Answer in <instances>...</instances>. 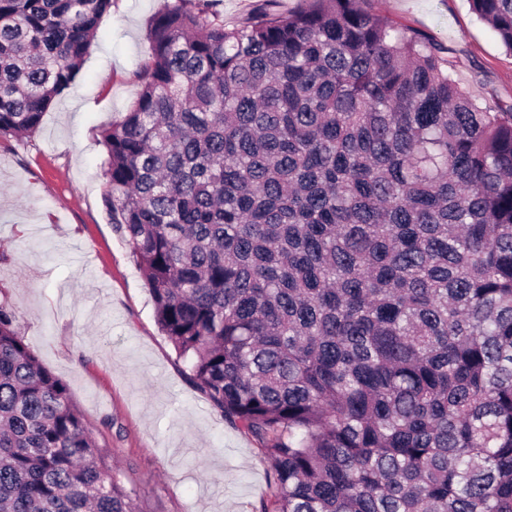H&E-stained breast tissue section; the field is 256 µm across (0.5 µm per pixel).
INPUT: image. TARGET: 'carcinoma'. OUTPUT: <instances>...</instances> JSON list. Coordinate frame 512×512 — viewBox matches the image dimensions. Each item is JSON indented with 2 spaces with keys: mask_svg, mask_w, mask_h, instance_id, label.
<instances>
[{
  "mask_svg": "<svg viewBox=\"0 0 512 512\" xmlns=\"http://www.w3.org/2000/svg\"><path fill=\"white\" fill-rule=\"evenodd\" d=\"M175 0L102 133L157 322L261 446L264 512H512V103L362 0ZM512 52V0H469ZM112 0H0V139ZM0 512H142L0 297ZM217 3L218 9L224 14L225 26L231 28L261 4L262 0H221Z\"/></svg>",
  "mask_w": 512,
  "mask_h": 512,
  "instance_id": "cac0c4a2",
  "label": "carcinoma"
}]
</instances>
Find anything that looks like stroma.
<instances>
[{
  "label": "stroma",
  "instance_id": "obj_1",
  "mask_svg": "<svg viewBox=\"0 0 512 512\" xmlns=\"http://www.w3.org/2000/svg\"><path fill=\"white\" fill-rule=\"evenodd\" d=\"M168 0H112L66 93L29 138L0 139V288L143 512H262L258 443L186 379L149 286L105 204L103 129L140 91L152 17ZM451 50L480 103L512 102V53L468 0H366Z\"/></svg>",
  "mask_w": 512,
  "mask_h": 512
}]
</instances>
